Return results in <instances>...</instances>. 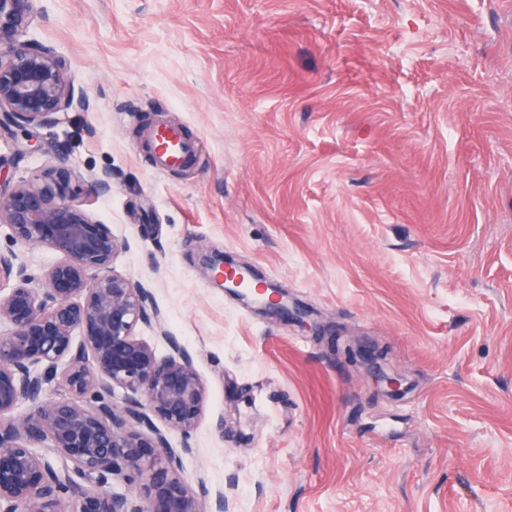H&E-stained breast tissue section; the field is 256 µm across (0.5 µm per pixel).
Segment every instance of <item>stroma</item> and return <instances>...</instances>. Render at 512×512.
Returning a JSON list of instances; mask_svg holds the SVG:
<instances>
[{
	"label": "stroma",
	"mask_w": 512,
	"mask_h": 512,
	"mask_svg": "<svg viewBox=\"0 0 512 512\" xmlns=\"http://www.w3.org/2000/svg\"><path fill=\"white\" fill-rule=\"evenodd\" d=\"M23 38L91 101L30 139L65 144L151 290L164 326L137 335L207 385L185 484L228 512H512V0H35ZM158 121L192 167L155 170ZM205 251L314 325L225 294ZM355 358H359L363 364L371 365L376 369L374 372L375 382L391 396H400L406 389L405 378L386 367L384 353L370 345H358L351 349Z\"/></svg>",
	"instance_id": "1"
}]
</instances>
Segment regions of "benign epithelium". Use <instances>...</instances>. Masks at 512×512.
I'll return each instance as SVG.
<instances>
[{
    "mask_svg": "<svg viewBox=\"0 0 512 512\" xmlns=\"http://www.w3.org/2000/svg\"><path fill=\"white\" fill-rule=\"evenodd\" d=\"M33 2L0 0V131L9 136L88 106L62 59L19 40ZM54 156L56 164L30 180L0 184V224L11 240L59 256L35 277L14 251H0V284L13 283L0 294V323L9 325L0 336V512H227L223 493L179 476L207 399L194 358L172 336L171 354L160 358L136 335L140 323L162 327L163 314L149 289L114 273L119 242L76 201L65 152ZM90 188L110 193L112 172L97 174ZM201 262L216 285L264 315L283 317L290 307L300 320L313 315L231 256L205 252ZM352 354L375 368L389 395L403 394L405 378L386 367L382 351L360 344ZM51 379L65 395L45 397ZM26 403L30 411L17 413ZM156 418L181 435L182 447H172ZM119 483L127 490H114Z\"/></svg>",
    "mask_w": 512,
    "mask_h": 512,
    "instance_id": "obj_1",
    "label": "benign epithelium"
}]
</instances>
